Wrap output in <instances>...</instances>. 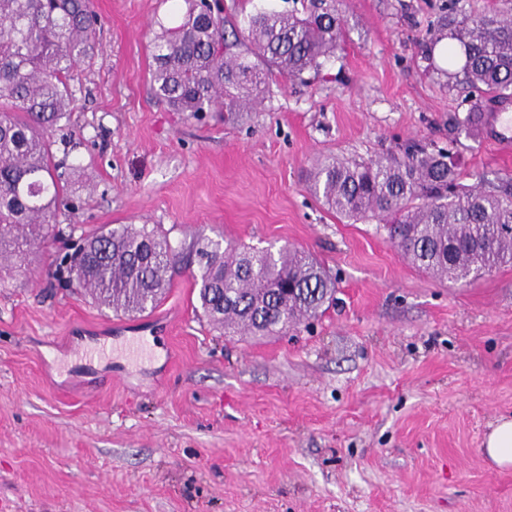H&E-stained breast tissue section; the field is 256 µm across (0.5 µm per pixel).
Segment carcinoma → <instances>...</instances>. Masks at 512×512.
<instances>
[{"mask_svg":"<svg viewBox=\"0 0 512 512\" xmlns=\"http://www.w3.org/2000/svg\"><path fill=\"white\" fill-rule=\"evenodd\" d=\"M178 24L151 38V86L176 112L233 116L261 101L270 78L318 71L343 38L342 0H306L302 12L257 10L232 22L220 0H182ZM91 0H0V272L55 239L70 207L64 163L49 134L73 112L74 72L95 56ZM448 41V66L477 97H512V0L472 17L449 0L421 55ZM323 205L353 221L378 219L415 268L470 281L512 265V179L465 186L448 153L413 144L369 162L338 156L309 173ZM160 224L103 225L84 237L78 261L60 262L70 287L116 313L155 307L173 278L189 274L203 315L225 335L274 336L333 302L336 282L306 252L272 253L200 234L173 245Z\"/></svg>","mask_w":512,"mask_h":512,"instance_id":"1","label":"carcinoma"}]
</instances>
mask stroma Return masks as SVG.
Listing matches in <instances>:
<instances>
[{
    "label": "stroma",
    "instance_id": "obj_1",
    "mask_svg": "<svg viewBox=\"0 0 512 512\" xmlns=\"http://www.w3.org/2000/svg\"><path fill=\"white\" fill-rule=\"evenodd\" d=\"M447 2L345 0L335 58L228 121L152 93L151 30L174 0H93L98 52L51 135L80 199L58 224L288 244L335 276L336 302L284 335L228 336L189 275L116 314L35 249L0 278V512H512V469L479 451L512 417V266L436 281L306 180L323 157L412 143L450 150L462 183L512 177L465 125L467 90L419 54Z\"/></svg>",
    "mask_w": 512,
    "mask_h": 512
}]
</instances>
